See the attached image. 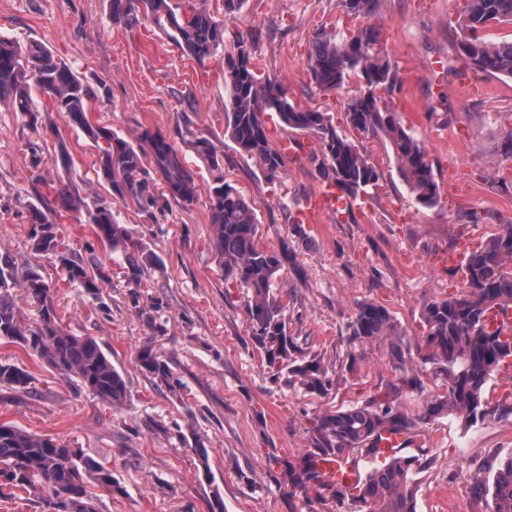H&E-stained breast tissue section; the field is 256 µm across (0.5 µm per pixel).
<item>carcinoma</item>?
Listing matches in <instances>:
<instances>
[{
    "mask_svg": "<svg viewBox=\"0 0 512 512\" xmlns=\"http://www.w3.org/2000/svg\"><path fill=\"white\" fill-rule=\"evenodd\" d=\"M381 0H340L348 16L376 18ZM460 25L471 40V51L461 56L465 64L485 74L512 78V40L493 43L480 36L490 26L512 24V0H465ZM112 22L133 26L140 19L151 20L164 29L187 56L203 64L224 53V87L229 108L224 113V136L239 154L259 165L265 179L275 184L284 177V156L271 143L266 117L277 116L293 132L314 135L318 148L307 160L325 181L356 199L380 186L382 173L333 116L293 102L275 80L262 76L252 63L254 38L250 33L235 35L233 48L224 50V23L212 16L200 0L175 7L168 0H109ZM380 25L368 24L349 38L338 39L320 30L315 33L308 58L312 82L324 92L343 89L349 80L361 83L345 104L346 124L360 134L382 137L389 144L398 173L414 201L426 208L440 202L439 183L422 140L404 126L399 113L382 104L379 93L392 96L402 90L395 62L380 42ZM39 90L53 102V109L70 126L84 131L99 155V172L112 190L113 201L81 194L76 186L52 187L66 212L86 213L98 239L112 250L125 254L128 300L145 315L148 327L157 335L165 325L157 317L163 310L161 297L141 305L143 274L160 258L142 240L116 222L112 203L132 204L150 212L163 210L174 200L184 207L193 205L200 185L185 157L159 128H145L131 142L110 128L93 126L88 119L92 91L53 52L41 45L22 46L0 37V102L11 111L38 125L40 111L32 91ZM190 147L209 170L224 166V155L202 135L192 137ZM154 174L161 192L150 190L147 175ZM213 226V245L224 279L247 290V314L251 340L265 363L272 382L281 377L295 381L304 390L324 398L333 388V378L324 360L304 354L288 335L287 317L274 287L280 272L291 262L284 244L278 250L259 246V222L252 206L224 176H216L208 187ZM56 217L38 208L32 210L31 240L38 254L55 257L62 279L82 293L98 299L109 277L95 258L71 251L57 236ZM465 291L427 303L420 314L424 363L432 366L434 386L442 391L426 397L422 414L414 419L403 409L406 393L425 392L424 381L415 373L406 331L382 306L365 301L357 305L348 325L350 341L365 348L389 339L388 356L395 380L382 394L363 405L336 410H319L310 422L312 448L291 472L294 487L306 493L329 490L337 510L358 506L357 512H416L415 493L424 466L412 456L381 457L376 443L384 433L411 434L416 421H430L439 415H454L472 426L492 416L486 395L492 374L512 358V341L486 327L485 313L495 306H512V225L491 235L466 258ZM36 308L38 322L32 326L21 317L18 297ZM31 351L59 373L76 379L93 397L114 408L128 398L122 374L91 336H78L63 329L55 309L51 286L34 268L18 274L16 262L0 254V339ZM140 369L177 391L182 381L150 342L139 347ZM31 375L23 368L0 363V385L12 390L28 389ZM72 449L50 435L31 434L19 427L0 424V496L7 489H21L44 501L48 512H97L93 484L108 493L115 488L112 470L103 463L75 453L74 468L64 463ZM353 455L383 462L352 486L329 485L322 480L318 459L337 461ZM475 496L485 503V512H512V459L495 472L490 481H477Z\"/></svg>",
    "mask_w": 512,
    "mask_h": 512,
    "instance_id": "1",
    "label": "carcinoma"
}]
</instances>
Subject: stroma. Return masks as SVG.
I'll return each mask as SVG.
<instances>
[{
    "instance_id": "1",
    "label": "stroma",
    "mask_w": 512,
    "mask_h": 512,
    "mask_svg": "<svg viewBox=\"0 0 512 512\" xmlns=\"http://www.w3.org/2000/svg\"><path fill=\"white\" fill-rule=\"evenodd\" d=\"M205 5L225 20L226 42L240 32L257 33L253 64L289 98L344 124V103L358 85L319 91L308 73L311 39L321 29L351 35L367 18L345 16L339 0H244L230 17L224 0ZM463 6L464 0H383L381 6V43L403 81L393 105L428 150L440 205H417L384 139L359 135L356 144L384 173L381 185L350 212L307 224L305 243L294 236L282 205H303L323 180L308 162L290 159L274 186L239 155L224 136L229 99L220 61L198 64L149 21L113 24L108 0H0V36L50 47L94 91L93 124L131 141L142 128H161L203 186L211 175L190 148V134L209 137L223 151L225 181L258 217L259 246L286 244L294 252L276 284L289 335L340 374L324 398L285 381L271 383L251 341L246 291L225 280L215 260L204 190L189 207L172 201L145 213L113 206L117 222L162 260L146 271L141 292L146 299L163 295L164 334L152 335L130 305L124 256L97 241L83 213L58 224L57 234L78 250L92 245L110 285L100 305L68 286L58 262L32 249L31 209H60L53 188L61 183L109 197L96 175L98 152L64 121L35 130L0 106V252L52 283L62 326L94 337L129 391L126 405L112 409L21 346L0 340V362L18 364L33 377L27 390L0 388V424L57 437L105 463L119 488L99 492L97 512H209L215 488L224 512H307L289 472L311 446L309 418L322 407L365 404L394 378L386 343L364 348L348 340L358 303L383 306L410 343L420 342L424 305L464 289L461 270L441 265V254L461 239L482 240L512 224V155L503 150L512 132V79L474 71L460 59ZM34 142L42 147L40 183L32 177ZM64 152L71 158L67 168ZM148 341L182 380L180 390L169 391L138 366L137 350ZM348 364L353 372H345ZM508 378L501 370L489 381L487 392L500 409L483 422L467 427L442 416L413 428L405 453L427 463L416 512H482L476 480L512 459V410L501 406ZM193 432L206 441L209 471L183 442Z\"/></svg>"
}]
</instances>
